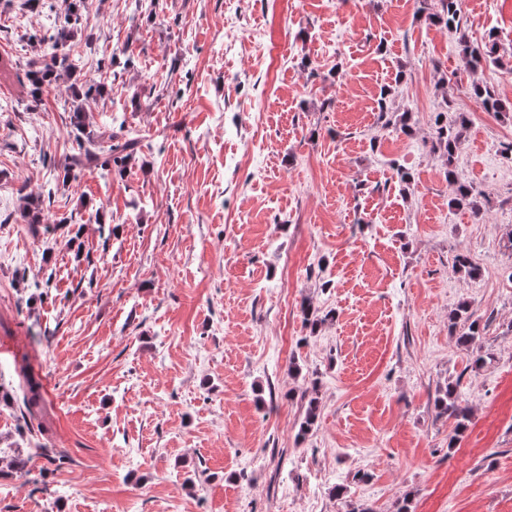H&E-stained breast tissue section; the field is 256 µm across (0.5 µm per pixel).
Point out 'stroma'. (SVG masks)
Returning <instances> with one entry per match:
<instances>
[{
  "instance_id": "35a3bbf8",
  "label": "stroma",
  "mask_w": 512,
  "mask_h": 512,
  "mask_svg": "<svg viewBox=\"0 0 512 512\" xmlns=\"http://www.w3.org/2000/svg\"><path fill=\"white\" fill-rule=\"evenodd\" d=\"M66 7L0 0V384L33 369L52 450L0 461V512H512V117L470 92L512 101V0H462L461 31L497 42L475 71L416 0H85L82 60L34 109L27 36ZM92 80L90 129L121 113L139 149L66 187ZM390 84L411 134L379 118ZM440 113L468 119L451 157ZM450 167L480 214L449 206ZM463 304L486 326L467 347ZM453 382L461 432L435 407ZM472 94L481 100L484 107L499 114L512 112V103L498 98L495 92L487 85L473 84Z\"/></svg>"
}]
</instances>
